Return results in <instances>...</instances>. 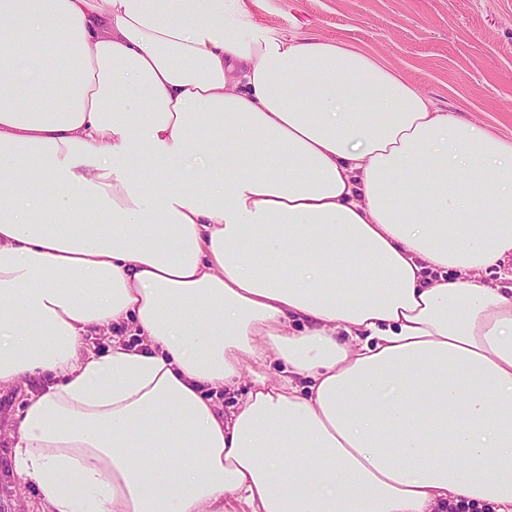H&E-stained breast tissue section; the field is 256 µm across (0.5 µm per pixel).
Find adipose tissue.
<instances>
[{"label":"adipose tissue","instance_id":"1","mask_svg":"<svg viewBox=\"0 0 512 512\" xmlns=\"http://www.w3.org/2000/svg\"><path fill=\"white\" fill-rule=\"evenodd\" d=\"M510 263L512 141L376 56L242 0H0V388L56 378L14 433L46 512H512ZM130 333L131 331H126L123 328L118 330L114 326H110L106 331L104 329L97 331L93 334L94 336H87V352L96 356L103 355L112 348V339L116 340L117 338L129 346L142 342L143 339L139 336H128Z\"/></svg>","mask_w":512,"mask_h":512}]
</instances>
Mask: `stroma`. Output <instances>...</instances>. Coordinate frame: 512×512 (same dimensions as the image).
Returning a JSON list of instances; mask_svg holds the SVG:
<instances>
[{"label": "stroma", "instance_id": "stroma-1", "mask_svg": "<svg viewBox=\"0 0 512 512\" xmlns=\"http://www.w3.org/2000/svg\"><path fill=\"white\" fill-rule=\"evenodd\" d=\"M252 20L340 41L398 70L433 104L512 140V0H246ZM48 377L0 389V512H43L21 489L10 436Z\"/></svg>", "mask_w": 512, "mask_h": 512}]
</instances>
